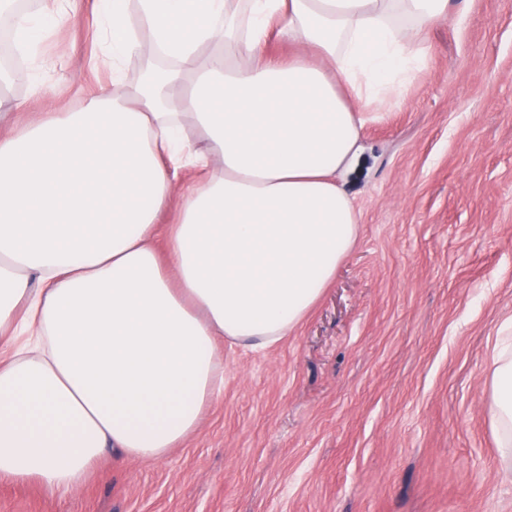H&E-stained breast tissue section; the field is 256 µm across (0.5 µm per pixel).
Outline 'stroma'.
<instances>
[{"label": "stroma", "instance_id": "1", "mask_svg": "<svg viewBox=\"0 0 512 512\" xmlns=\"http://www.w3.org/2000/svg\"><path fill=\"white\" fill-rule=\"evenodd\" d=\"M95 0L68 16L0 136L72 112L108 70ZM402 101L366 124L346 187L359 237L276 345H221L224 389L161 461L104 457L63 497L0 481V512H512L486 383L512 320V0L424 37Z\"/></svg>", "mask_w": 512, "mask_h": 512}]
</instances>
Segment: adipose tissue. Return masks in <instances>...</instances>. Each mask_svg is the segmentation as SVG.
Instances as JSON below:
<instances>
[{
    "instance_id": "1",
    "label": "adipose tissue",
    "mask_w": 512,
    "mask_h": 512,
    "mask_svg": "<svg viewBox=\"0 0 512 512\" xmlns=\"http://www.w3.org/2000/svg\"><path fill=\"white\" fill-rule=\"evenodd\" d=\"M82 0L12 19L29 61ZM471 0H96L107 84L0 137V479L64 494L105 454L159 461L224 388L223 341L297 328L353 250L339 177L426 63L409 32ZM171 63L134 85L143 43ZM275 42H298L281 59ZM170 223H162L165 212ZM167 247L158 250V236ZM490 424L512 476V323Z\"/></svg>"
}]
</instances>
